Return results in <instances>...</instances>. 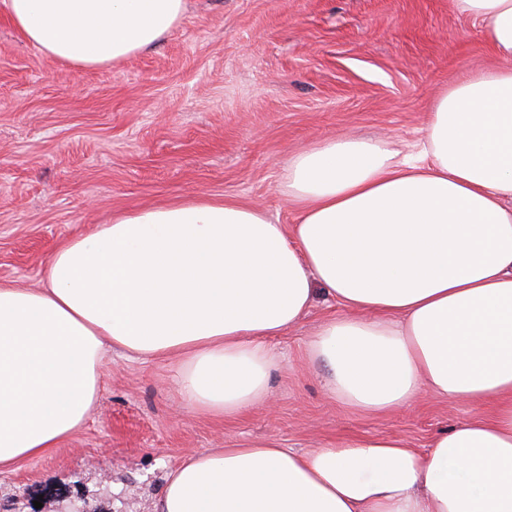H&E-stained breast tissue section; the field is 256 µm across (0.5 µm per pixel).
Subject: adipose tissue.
Listing matches in <instances>:
<instances>
[{
	"label": "adipose tissue",
	"mask_w": 512,
	"mask_h": 512,
	"mask_svg": "<svg viewBox=\"0 0 512 512\" xmlns=\"http://www.w3.org/2000/svg\"><path fill=\"white\" fill-rule=\"evenodd\" d=\"M43 55L87 70L158 45L186 0H0ZM507 65L439 97L415 157L337 137L288 162L292 229L195 196L134 209L55 250L46 284L0 285V468L46 455L102 389L107 348L174 355L192 408L262 403L267 345L318 296L344 309L309 343L330 395L387 413L428 394L487 405L420 452L354 436L189 456L157 512H512V0H454Z\"/></svg>",
	"instance_id": "ef3b65f1"
}]
</instances>
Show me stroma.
I'll list each match as a JSON object with an SVG mask.
<instances>
[{
	"label": "stroma",
	"mask_w": 512,
	"mask_h": 512,
	"mask_svg": "<svg viewBox=\"0 0 512 512\" xmlns=\"http://www.w3.org/2000/svg\"><path fill=\"white\" fill-rule=\"evenodd\" d=\"M453 0H186L176 29L115 67L43 56L0 8V282L39 288L64 241L114 216L196 195L292 226L288 160L340 135L412 152L446 88L502 67ZM341 307L317 301L273 338L269 401L235 417L184 404L175 359L116 352L85 424L49 454L0 470L20 512H70L121 497L155 512L184 457L251 439L307 452L367 433L425 449L483 406L427 395L385 414L323 388L308 344Z\"/></svg>",
	"instance_id": "1"
}]
</instances>
